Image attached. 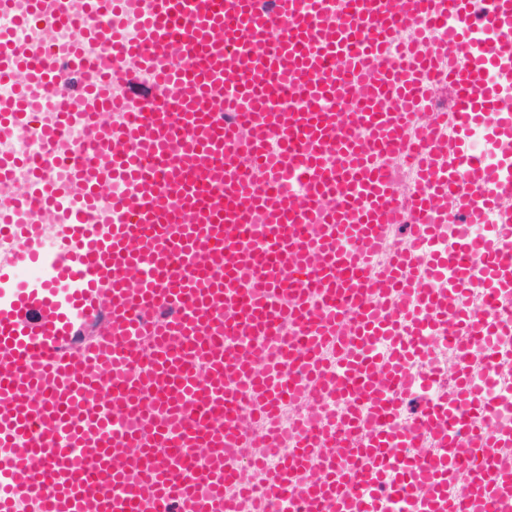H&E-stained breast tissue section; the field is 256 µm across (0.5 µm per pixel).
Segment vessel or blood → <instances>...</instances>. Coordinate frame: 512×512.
<instances>
[{
  "instance_id": "vessel-or-blood-1",
  "label": "vessel or blood",
  "mask_w": 512,
  "mask_h": 512,
  "mask_svg": "<svg viewBox=\"0 0 512 512\" xmlns=\"http://www.w3.org/2000/svg\"><path fill=\"white\" fill-rule=\"evenodd\" d=\"M0 12L39 34L0 30V79L17 89L0 131H39L42 149L0 157V512H242L253 494L258 512L512 503V425L488 427L470 364L512 335L498 305L512 298V0ZM86 123L93 152L70 138ZM488 213L497 224L471 239ZM46 263L42 287L15 280ZM447 336L453 382L404 415L410 366ZM314 391L342 409L318 414ZM286 405L301 414L285 427ZM282 439L277 469L242 455Z\"/></svg>"
}]
</instances>
